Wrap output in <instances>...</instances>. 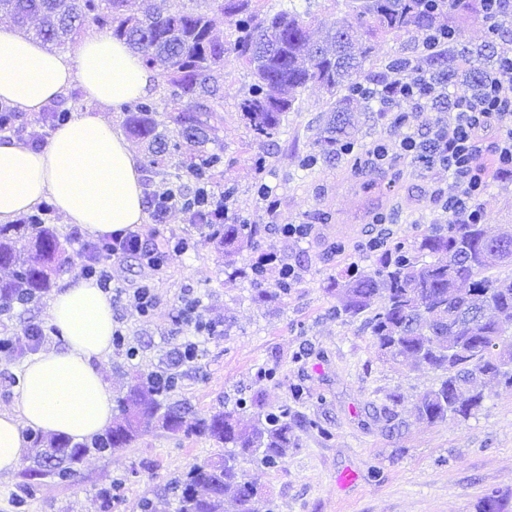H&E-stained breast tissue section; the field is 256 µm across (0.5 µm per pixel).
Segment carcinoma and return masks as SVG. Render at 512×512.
<instances>
[{
    "mask_svg": "<svg viewBox=\"0 0 512 512\" xmlns=\"http://www.w3.org/2000/svg\"><path fill=\"white\" fill-rule=\"evenodd\" d=\"M214 9L232 18L236 37L226 45L213 34V19L198 8L173 13L146 11L135 14L128 0H0V10L20 26L39 16L36 35L56 49H65L77 31L94 26L125 41L142 56L144 65L158 69L173 88L170 120L178 127L179 140L168 147L160 130L156 107L150 102L127 106L130 134L147 143L149 165H165L171 151L181 154L180 168L194 179L207 177L222 162L207 144L215 138L212 101L219 87L216 74L224 69L228 55L245 64L253 79L248 97L240 103L243 119L258 137L278 134L281 117L293 109L291 93L310 83L320 85L337 99L316 140L314 153L304 159L312 167L319 160L344 154L354 143L350 116L359 99L352 90L370 57L367 40L377 33H421L435 23V14L423 8V0H359L343 13L322 40L312 37L311 21L294 8L263 12L258 0H209ZM471 78L456 83V89L473 87L476 77L495 66V58L469 49ZM35 231L26 252L16 247L23 227L0 225V266L12 269V278L0 282V306L29 303L49 293L51 274L70 258L54 228L29 224ZM209 240L224 248V272L244 277L258 295L275 301L288 294V280L279 288L262 287L264 274H249L235 266L244 247L241 224H207ZM432 256L426 262L422 256ZM512 266V236L496 235L483 224L451 219L425 232L409 244L397 243L385 250L372 274L349 277L336 283L338 318L364 317L374 345L393 360L409 359L442 372L440 384L425 392L417 405L418 415L430 423L467 418L484 400L480 390H470L475 373L512 386V354L498 349L497 339L512 332V276L491 274L498 266ZM176 388L156 373L147 382L132 386L115 399L112 429L91 441L103 452L128 448L154 423L165 431L195 436L222 444L233 452L203 464H193L171 482L177 498L176 512H264L265 498L245 481L234 461L240 456L262 455L276 464L293 447L295 429L314 422L290 414L288 407L268 412L265 420L245 424L233 411L186 418V412L163 407L161 398ZM36 449L34 463L50 467L62 478H73L87 445L65 436L30 435Z\"/></svg>",
    "mask_w": 512,
    "mask_h": 512,
    "instance_id": "1",
    "label": "carcinoma"
}]
</instances>
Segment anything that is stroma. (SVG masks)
I'll list each match as a JSON object with an SVG mask.
<instances>
[{"mask_svg": "<svg viewBox=\"0 0 512 512\" xmlns=\"http://www.w3.org/2000/svg\"><path fill=\"white\" fill-rule=\"evenodd\" d=\"M260 6L265 11L295 7L311 18L316 33L345 11L344 0H260ZM507 11L494 33L476 15L458 13L451 22L463 45L493 54L512 48V0ZM397 59L436 68L435 57L422 50L414 34H389L373 38L363 81H384ZM218 80L223 99L209 147L223 163L212 178L213 189H232L230 218L248 219L258 228L252 247L238 255L237 263L246 266L258 255L273 254L297 266L301 279L281 300H260L248 280H226L223 250L182 211L171 210L160 221L148 218L138 229L144 247L181 237L193 238L195 247L168 252L158 270L137 254L107 261L112 288L147 283L156 295L148 318L126 299L112 301L116 328L136 350L132 358L117 348L110 354L107 379L114 393L126 392L141 375L163 370L192 339V328L174 323L181 297L189 294L201 299L204 319L220 324L222 331L202 337L196 359L178 366L180 379L169 403L207 414L234 409L239 399L260 392L271 407L288 406L314 422L297 431V446L283 461L239 460L245 480L273 500L274 512H476L479 500L491 492L503 497L512 512V387L484 380L486 399L468 418L422 420L416 405L439 384L440 371L382 357L362 318L344 320L333 313L334 279L352 267L364 275L374 268V254L365 248L370 238L384 233L392 241L411 242L429 225L447 223L443 204L455 190L447 171L400 157L397 143L406 130L391 126L375 105L352 114L359 130L353 155L305 168L302 160L314 152L333 108L323 89L299 90L279 134L259 138L239 108L252 83L247 68L229 62ZM379 140L389 155L384 166L367 160ZM259 158L264 167L256 166ZM262 182L272 187L275 208L259 196ZM483 208L491 229H512V175H492ZM43 221L57 230L71 258L67 273L52 277L57 289L65 274H79L89 237L57 210ZM288 224H308L312 232L290 239L281 232ZM47 303L43 297L0 314V337L14 341L11 352L0 353L2 408L16 400L17 369L31 354L27 331L46 327ZM384 406L393 412L392 420L375 417L374 408ZM224 453L215 442L154 427L116 453L89 452L67 482L48 472L30 477L25 465L0 475V512H103L98 491L117 480L123 488L110 512H143L144 502L167 495L170 482L188 466ZM346 470L356 479L339 484Z\"/></svg>", "mask_w": 512, "mask_h": 512, "instance_id": "obj_1", "label": "stroma"}]
</instances>
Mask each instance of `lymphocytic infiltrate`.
<instances>
[{
	"label": "lymphocytic infiltrate",
	"mask_w": 512,
	"mask_h": 512,
	"mask_svg": "<svg viewBox=\"0 0 512 512\" xmlns=\"http://www.w3.org/2000/svg\"><path fill=\"white\" fill-rule=\"evenodd\" d=\"M499 72L481 79L472 90H448L433 73L407 65L382 82L380 89L358 85L355 94L382 105L394 106L395 125L407 120L400 111L407 102L418 110L434 109L447 101L451 123H427L424 129L411 130L399 142L401 155L411 156L429 166L447 170L456 190L444 206L449 215L469 224L483 221L480 200L488 189L487 168L482 158L491 155L501 174H512V50L497 53ZM494 138H487V131Z\"/></svg>",
	"instance_id": "f902f5d3"
}]
</instances>
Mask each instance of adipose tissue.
<instances>
[{"mask_svg":"<svg viewBox=\"0 0 512 512\" xmlns=\"http://www.w3.org/2000/svg\"><path fill=\"white\" fill-rule=\"evenodd\" d=\"M73 86L93 107L54 130L43 148L0 140V224L49 199L89 236L134 231L147 219L143 173L103 111L148 95L151 71L116 38L88 36L62 55L0 24V100L38 112ZM47 315L60 343L21 366L15 404L0 409V475L21 468L29 432L82 441L112 423L114 396L102 367L112 351L110 296L96 281L70 275L49 299Z\"/></svg>","mask_w":512,"mask_h":512,"instance_id":"ef3b65f1","label":"adipose tissue"}]
</instances>
